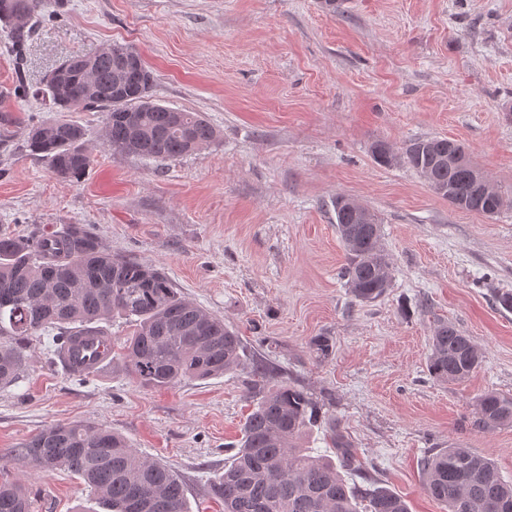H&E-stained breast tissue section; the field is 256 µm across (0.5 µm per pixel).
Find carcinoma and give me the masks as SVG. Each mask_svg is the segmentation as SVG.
Masks as SVG:
<instances>
[{"mask_svg":"<svg viewBox=\"0 0 512 512\" xmlns=\"http://www.w3.org/2000/svg\"><path fill=\"white\" fill-rule=\"evenodd\" d=\"M42 0H0V26L17 51L32 29ZM61 72L71 96L58 99L51 75ZM154 79L145 65L126 69L109 51L66 58L44 78L58 112L99 108L107 113L103 143L143 159H177L207 147L215 127L194 112H171L150 100ZM149 105L150 111L141 108ZM24 142L65 181L83 177L92 159L85 129L64 118L32 122ZM468 155L464 146L442 138L409 144L396 155L384 143L372 146L374 161L410 165L428 185L442 186L453 206L493 216L506 205L474 195L476 166L448 161V146ZM347 262L342 275L352 296L373 302L390 287L389 262L381 246L376 215L363 220L361 206L338 195L332 201ZM0 386L14 383L28 363L29 339L52 333L53 354L61 356L76 336L96 324L121 318L134 330L123 344L128 370L146 388L182 380H207L245 367L239 336L224 319L181 295L164 269L112 255L85 224H68L48 234L19 237L0 231ZM481 352L469 337L446 324L430 338L428 370L442 382L462 383L480 365ZM275 368L263 361L251 366L247 396L252 411L242 428L240 448L224 473L209 483V495L224 502V512H410L405 500L385 487L349 483L359 470L355 449L336 440V458L313 454L303 440L320 421L313 398L286 381L272 382ZM477 425L512 423V397L487 391L477 398ZM40 471L64 469L81 478L105 512H189L179 475L166 464L140 456L120 434L92 423H54L11 451ZM424 490L447 512H512V482L495 463L468 448L450 446L423 458ZM39 495L25 481L0 479V512H35Z\"/></svg>","mask_w":512,"mask_h":512,"instance_id":"obj_1","label":"carcinoma"}]
</instances>
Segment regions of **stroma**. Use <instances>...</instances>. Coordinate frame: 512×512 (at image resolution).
<instances>
[{
    "label": "stroma",
    "mask_w": 512,
    "mask_h": 512,
    "mask_svg": "<svg viewBox=\"0 0 512 512\" xmlns=\"http://www.w3.org/2000/svg\"><path fill=\"white\" fill-rule=\"evenodd\" d=\"M64 0L47 4L17 69L0 31V96L26 122L51 117L38 90L75 54L132 46L152 70V98L199 112L206 148L144 160L104 145L106 115L72 113L92 163L62 181L20 132L0 137V229L87 224L113 254L162 266L177 290L223 318L247 360L264 359L316 400L308 445L356 448L353 482L402 496L411 512H445L423 489L421 461L457 443L512 481V424L473 425L474 401L512 397V204L486 217L452 206L410 166L374 162L427 137L465 146L512 201V0ZM345 194L381 220L391 286L354 299L332 200ZM483 354L460 384L431 377L440 323ZM329 337L317 357L310 341ZM49 334L0 387V463L53 512H102L83 480L10 457L46 425L89 422L124 435L182 479L190 512H222L208 494L251 411L248 372L140 386L121 358L82 380L52 364Z\"/></svg>",
    "instance_id": "1"
}]
</instances>
